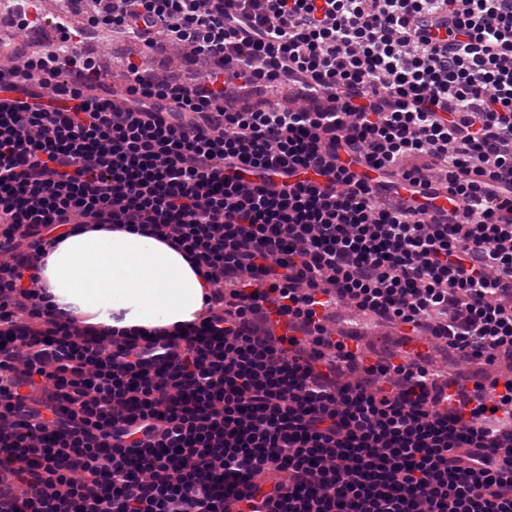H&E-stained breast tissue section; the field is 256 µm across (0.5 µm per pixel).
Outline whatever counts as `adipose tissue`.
I'll return each mask as SVG.
<instances>
[{"label": "adipose tissue", "mask_w": 512, "mask_h": 512, "mask_svg": "<svg viewBox=\"0 0 512 512\" xmlns=\"http://www.w3.org/2000/svg\"><path fill=\"white\" fill-rule=\"evenodd\" d=\"M41 276L45 304L116 332L195 322L207 291L202 276L167 243L87 226L47 248Z\"/></svg>", "instance_id": "adipose-tissue-1"}]
</instances>
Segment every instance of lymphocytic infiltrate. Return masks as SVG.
Masks as SVG:
<instances>
[{"label":"lymphocytic infiltrate","mask_w":512,"mask_h":512,"mask_svg":"<svg viewBox=\"0 0 512 512\" xmlns=\"http://www.w3.org/2000/svg\"><path fill=\"white\" fill-rule=\"evenodd\" d=\"M65 2L62 46L0 65V512H512V376L323 323L348 302L512 364V0ZM104 30L207 70L131 60L115 98ZM284 84L300 107L224 103ZM69 224L166 241L205 316L60 320L37 271Z\"/></svg>","instance_id":"obj_1"}]
</instances>
